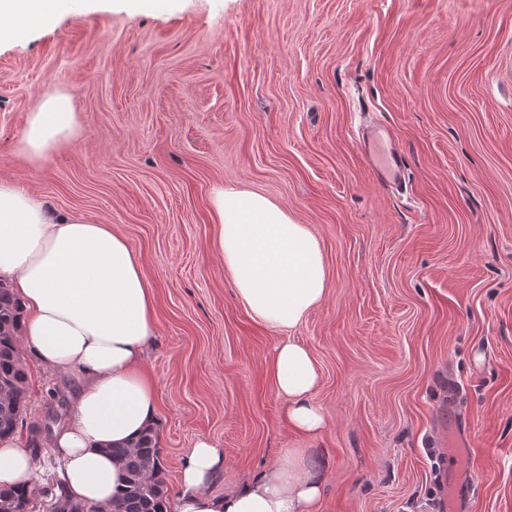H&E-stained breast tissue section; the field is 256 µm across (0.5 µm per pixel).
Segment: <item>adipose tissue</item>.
<instances>
[{
  "label": "adipose tissue",
  "instance_id": "ef3b65f1",
  "mask_svg": "<svg viewBox=\"0 0 512 512\" xmlns=\"http://www.w3.org/2000/svg\"><path fill=\"white\" fill-rule=\"evenodd\" d=\"M73 0H0V40L46 28ZM68 96L40 103L27 119L18 153L38 162L62 150L78 132ZM212 204L222 257L242 306L282 330L268 375L297 432L326 426L314 394L319 374L308 349L290 332L319 306L328 271L317 237L260 193L215 187ZM0 281L21 304L22 341L36 360L59 374H80L64 426L50 440L64 462L68 499L108 512L123 486L109 446L133 443L157 422V390L142 371L155 333L153 299L141 256L100 224L55 210L13 182L0 181ZM224 470V452L198 439L180 472V493L168 512H319L323 477L300 452L252 481L212 495L207 486ZM37 457L20 439L0 440V488L32 486Z\"/></svg>",
  "mask_w": 512,
  "mask_h": 512
}]
</instances>
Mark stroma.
<instances>
[{
    "label": "stroma",
    "mask_w": 512,
    "mask_h": 512,
    "mask_svg": "<svg viewBox=\"0 0 512 512\" xmlns=\"http://www.w3.org/2000/svg\"><path fill=\"white\" fill-rule=\"evenodd\" d=\"M69 95L79 133L39 164L29 112ZM409 183L374 182L363 124ZM0 181L111 225L141 254L171 495L198 438L220 495L288 451L324 474L321 512H444L428 450L475 438L471 512H512V0H90L0 43ZM260 192L317 236L323 302L292 334L326 427L296 433L268 378L278 330L211 246L212 190ZM28 368L27 426L66 421L80 379Z\"/></svg>",
    "instance_id": "35a3bbf8"
}]
</instances>
